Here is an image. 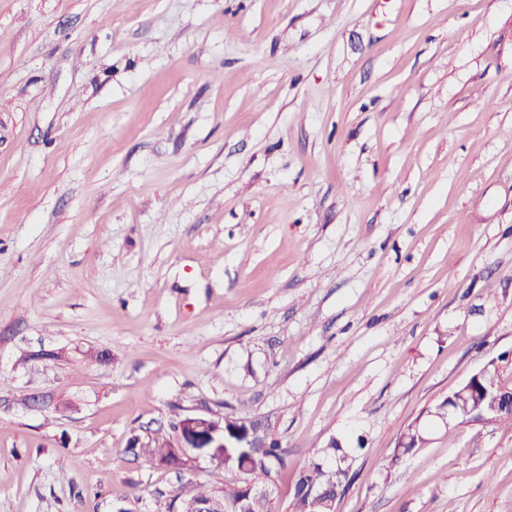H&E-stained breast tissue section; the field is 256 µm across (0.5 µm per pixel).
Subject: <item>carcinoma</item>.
Instances as JSON below:
<instances>
[{"label": "carcinoma", "instance_id": "carcinoma-1", "mask_svg": "<svg viewBox=\"0 0 512 512\" xmlns=\"http://www.w3.org/2000/svg\"><path fill=\"white\" fill-rule=\"evenodd\" d=\"M180 414L171 418L170 432L157 430L148 436L147 440L134 437L136 448L133 452L138 456H145L149 460L162 464L172 458L173 442L175 438V425ZM256 429H261L264 436L265 447L263 448H229L227 456L224 457V467L235 470L239 473L240 479L233 484H226L220 491L200 482H191L181 488L177 497L184 504L197 501H214L216 509L220 512H240L250 504L248 500L249 483H265L268 479L280 481L282 472L288 469L289 452L284 448L281 441L270 432L268 425L262 420L252 421ZM423 432L418 426H413L403 434L400 447L407 453L422 444ZM293 500L291 512H310L308 499L309 491L318 492L316 498V512H333L334 501L338 489L347 479L348 472L342 467L333 470H325L315 464L309 468H295Z\"/></svg>", "mask_w": 512, "mask_h": 512}]
</instances>
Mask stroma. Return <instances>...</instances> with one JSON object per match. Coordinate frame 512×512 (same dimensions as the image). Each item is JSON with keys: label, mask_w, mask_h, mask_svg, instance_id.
<instances>
[{"label": "stroma", "mask_w": 512, "mask_h": 512, "mask_svg": "<svg viewBox=\"0 0 512 512\" xmlns=\"http://www.w3.org/2000/svg\"><path fill=\"white\" fill-rule=\"evenodd\" d=\"M484 368L512 0H0V512L222 489L127 446L232 412L337 441L335 512H512V428L434 415Z\"/></svg>", "instance_id": "obj_1"}]
</instances>
